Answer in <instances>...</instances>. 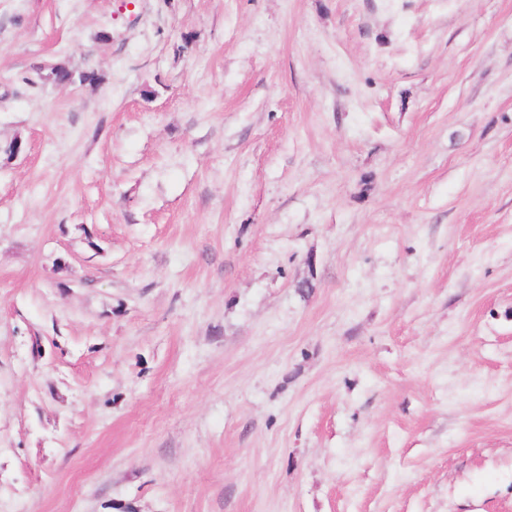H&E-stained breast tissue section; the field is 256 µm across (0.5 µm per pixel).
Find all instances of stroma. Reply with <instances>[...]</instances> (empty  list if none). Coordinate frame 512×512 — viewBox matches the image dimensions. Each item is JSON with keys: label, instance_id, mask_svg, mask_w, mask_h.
<instances>
[{"label": "stroma", "instance_id": "obj_1", "mask_svg": "<svg viewBox=\"0 0 512 512\" xmlns=\"http://www.w3.org/2000/svg\"><path fill=\"white\" fill-rule=\"evenodd\" d=\"M119 3L0 0V512H512V0Z\"/></svg>", "mask_w": 512, "mask_h": 512}]
</instances>
